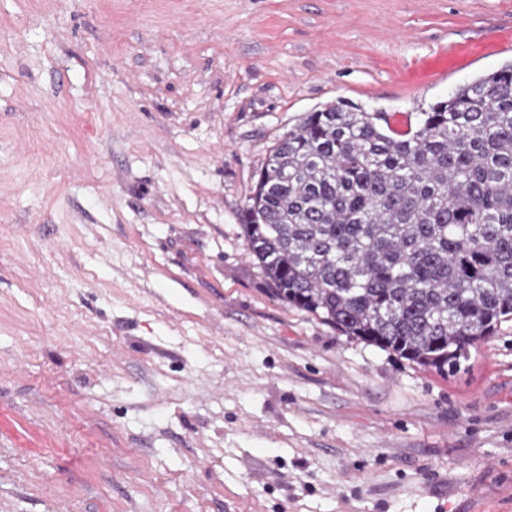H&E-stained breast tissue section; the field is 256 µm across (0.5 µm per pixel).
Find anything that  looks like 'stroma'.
<instances>
[{
	"label": "stroma",
	"mask_w": 512,
	"mask_h": 512,
	"mask_svg": "<svg viewBox=\"0 0 512 512\" xmlns=\"http://www.w3.org/2000/svg\"><path fill=\"white\" fill-rule=\"evenodd\" d=\"M511 60L512 0H0V512H512V319L420 367L239 220L307 113Z\"/></svg>",
	"instance_id": "35a3bbf8"
}]
</instances>
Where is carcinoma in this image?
Masks as SVG:
<instances>
[{
	"mask_svg": "<svg viewBox=\"0 0 512 512\" xmlns=\"http://www.w3.org/2000/svg\"><path fill=\"white\" fill-rule=\"evenodd\" d=\"M276 297L441 373L512 319V63L405 131L340 99L271 149L241 211Z\"/></svg>",
	"mask_w": 512,
	"mask_h": 512,
	"instance_id": "carcinoma-1",
	"label": "carcinoma"
}]
</instances>
